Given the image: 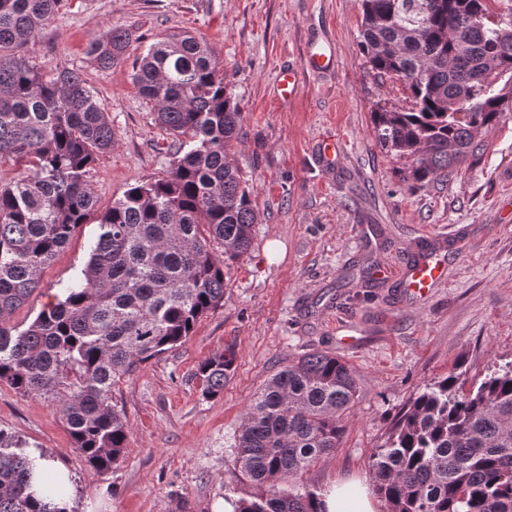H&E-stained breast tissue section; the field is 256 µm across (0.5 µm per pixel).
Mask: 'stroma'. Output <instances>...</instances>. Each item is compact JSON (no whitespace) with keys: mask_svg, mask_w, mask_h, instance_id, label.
Returning <instances> with one entry per match:
<instances>
[{"mask_svg":"<svg viewBox=\"0 0 512 512\" xmlns=\"http://www.w3.org/2000/svg\"><path fill=\"white\" fill-rule=\"evenodd\" d=\"M361 21V0H67L23 48L45 76L64 67L79 73L107 112L114 146L90 173L105 210L131 186L164 175L174 149L132 80L134 63L173 33L206 41L242 112L243 142L230 161L259 212L221 305L182 345L115 385L112 400L130 429L116 468L93 471L55 405L0 382V431L66 469L72 512H222L228 497L250 496L235 452L245 410L273 373L306 353L335 354L359 385L339 447L302 478L317 491L368 480L370 456L401 407L456 363L471 380L512 363V110L476 132L478 164L410 187L406 160L382 149L371 119L376 104L410 100L401 83L368 72ZM115 27L129 31L130 43L103 70L87 48ZM316 41L330 45L332 69L310 66ZM284 68L298 84L288 100L277 88ZM326 138L341 146L328 171L316 160ZM364 225L374 228L367 241ZM98 232L93 222L77 230L7 319L13 332L63 295ZM438 236L449 243L445 277L422 301L397 280L363 276L366 268L403 267L417 244ZM228 346L234 373L223 393L204 397L196 372Z\"/></svg>","mask_w":512,"mask_h":512,"instance_id":"stroma-1","label":"stroma"}]
</instances>
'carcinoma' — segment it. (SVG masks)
Here are the masks:
<instances>
[{
    "label": "carcinoma",
    "mask_w": 512,
    "mask_h": 512,
    "mask_svg": "<svg viewBox=\"0 0 512 512\" xmlns=\"http://www.w3.org/2000/svg\"><path fill=\"white\" fill-rule=\"evenodd\" d=\"M493 0H361V50L370 72L409 91L407 110L373 112L376 139L410 161L404 178H447L483 154L474 132L499 123L512 81V4ZM63 0H0V159L27 171L0 182V381L48 397L89 465L108 470L129 449L112 388L140 363L189 337L224 300L232 264L247 254L258 215L229 161L242 112L212 49L190 34L151 44L132 80L174 138L165 175L130 187L98 212L89 173L112 150V126L92 89L63 68L45 79L18 54ZM129 34L90 44L101 69L120 60ZM97 222L90 257L64 298L14 335L6 318L39 288L43 271L77 229ZM222 248L216 253L214 246ZM236 359L228 347L198 368L202 395L224 391ZM351 368L326 352L288 361L256 392L235 440L244 480L257 492L236 512H325L298 482L339 447L357 398ZM0 433V512H64L31 492L35 462ZM386 512H512V366L479 382L452 371L413 397L370 456ZM49 497L64 479L42 474Z\"/></svg>",
    "instance_id": "obj_1"
}]
</instances>
